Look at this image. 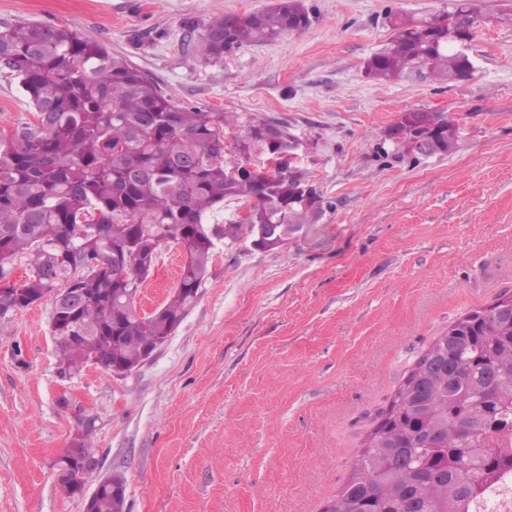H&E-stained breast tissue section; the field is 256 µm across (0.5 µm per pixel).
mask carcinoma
Returning a JSON list of instances; mask_svg holds the SVG:
<instances>
[{
    "label": "carcinoma",
    "mask_w": 512,
    "mask_h": 512,
    "mask_svg": "<svg viewBox=\"0 0 512 512\" xmlns=\"http://www.w3.org/2000/svg\"><path fill=\"white\" fill-rule=\"evenodd\" d=\"M474 28L460 4L444 16L391 15L388 46L371 55L365 74L384 84L416 70L436 81L474 76L448 41L447 18ZM310 24L303 0L212 19L187 50L217 62L245 44H267ZM0 62L15 73L35 121L0 136V280L20 255L32 274L21 290L0 285V317L58 288H90L73 310L57 312L54 339L61 371L91 364L132 367L142 350L169 335L198 298L213 249L205 220L227 199L249 203L251 224H309L322 211L316 187L285 167L249 169L253 157L281 158L288 126L270 117L177 105L123 56L77 31L20 21L0 25ZM391 137L417 153L425 132L439 153L457 149L459 127L444 112L412 110ZM234 131L236 168L225 159ZM173 241L187 260L178 288L160 313L139 316L128 288L153 264L142 243ZM512 429V295L456 318L414 363L381 421L364 440L352 475L326 512H464L509 467L512 454L492 437ZM95 422L78 420L58 461L66 496L78 494V463L95 455ZM126 481L113 473L90 512H125Z\"/></svg>",
    "instance_id": "carcinoma-1"
}]
</instances>
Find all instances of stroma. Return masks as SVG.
<instances>
[{"mask_svg":"<svg viewBox=\"0 0 512 512\" xmlns=\"http://www.w3.org/2000/svg\"><path fill=\"white\" fill-rule=\"evenodd\" d=\"M273 0H0V25L81 32L158 82L180 106L247 112L304 143L291 164L326 206L284 242L221 237L243 201L207 218L213 256L199 300L131 374L61 375L51 301L0 317V512H86L53 463L78 413L97 418L100 476L126 478V512H323L404 374L460 314L512 294V0H468L473 79L412 74L381 85L364 62L389 12L456 0H305L310 26L217 63L186 49L217 16ZM452 113L448 155H398L402 112ZM0 66V134L33 121ZM185 255L161 246L135 301L170 299Z\"/></svg>","mask_w":512,"mask_h":512,"instance_id":"1","label":"stroma"}]
</instances>
